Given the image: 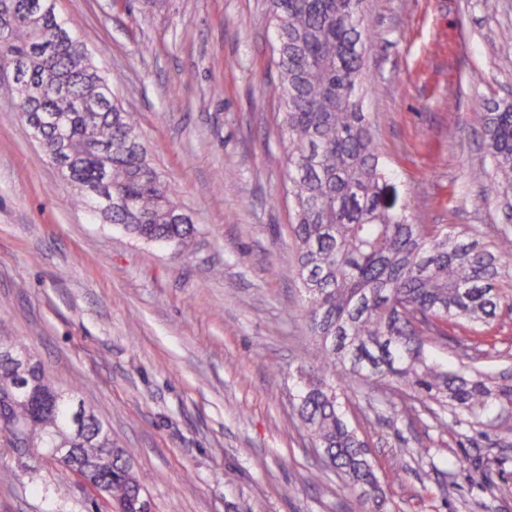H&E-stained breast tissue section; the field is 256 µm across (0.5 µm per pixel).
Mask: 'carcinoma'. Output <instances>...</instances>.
Segmentation results:
<instances>
[{
    "instance_id": "cac0c4a2",
    "label": "carcinoma",
    "mask_w": 512,
    "mask_h": 512,
    "mask_svg": "<svg viewBox=\"0 0 512 512\" xmlns=\"http://www.w3.org/2000/svg\"><path fill=\"white\" fill-rule=\"evenodd\" d=\"M38 0H0V91L13 97L28 86L24 113L42 124L46 155L68 140L67 157L89 184L97 180L88 147L107 150L112 212L101 217L147 241L170 244L189 256L194 225L152 165L133 113L110 98L108 76L88 59L72 21ZM274 21L279 81L268 92L283 106L290 225L297 274L305 297V327L319 364L300 371L297 416L310 433L322 468L336 475L358 512H383L387 497L366 442L350 425L341 395L350 389L371 400L396 397L405 411L424 413L446 429L465 416L478 425L512 421V374L476 363L480 344L465 346L458 366L437 363L431 347L445 327L490 325L512 306V235L495 244L478 233L440 230L414 222L383 201L389 180L371 122L355 101L366 89L359 48L377 39L368 16L355 24L363 0H268ZM493 170L512 193V102L479 115ZM21 350L0 336V448L14 447L13 426H26L31 448H73L95 465L94 479L110 485L111 499L139 512L143 479L98 412L81 402L83 428L69 431L71 406L40 408L6 402L19 379L12 355ZM30 377L50 397L61 387L36 360Z\"/></svg>"
}]
</instances>
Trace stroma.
<instances>
[{
    "label": "stroma",
    "mask_w": 512,
    "mask_h": 512,
    "mask_svg": "<svg viewBox=\"0 0 512 512\" xmlns=\"http://www.w3.org/2000/svg\"><path fill=\"white\" fill-rule=\"evenodd\" d=\"M379 38L363 110L414 219L512 231L484 201L479 114L512 100V0H364ZM133 112L199 232L190 257L96 220L0 96V332L107 422L150 512H353L295 415L317 362L301 317L267 0H55ZM482 81H472L474 72ZM482 366L512 368V309ZM391 512H512V430L436 427L350 394ZM412 453L395 466L400 449ZM488 460L491 483L455 468ZM76 479L0 448V512H107Z\"/></svg>",
    "instance_id": "35a3bbf8"
}]
</instances>
